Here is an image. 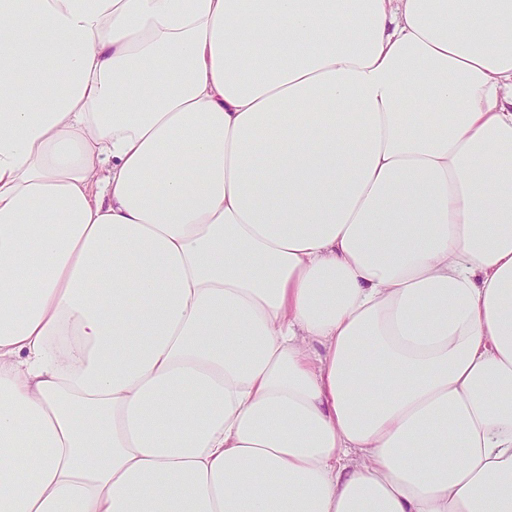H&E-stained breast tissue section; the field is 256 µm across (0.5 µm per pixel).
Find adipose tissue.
Returning <instances> with one entry per match:
<instances>
[{"label":"adipose tissue","mask_w":512,"mask_h":512,"mask_svg":"<svg viewBox=\"0 0 512 512\" xmlns=\"http://www.w3.org/2000/svg\"><path fill=\"white\" fill-rule=\"evenodd\" d=\"M0 512H512V0H0Z\"/></svg>","instance_id":"obj_1"}]
</instances>
